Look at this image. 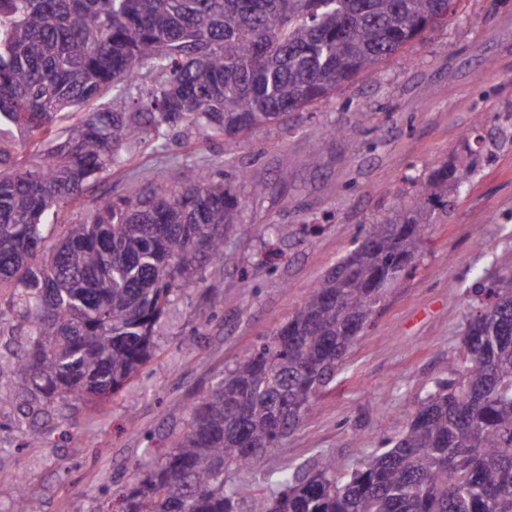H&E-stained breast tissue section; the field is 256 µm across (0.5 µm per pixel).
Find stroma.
I'll list each match as a JSON object with an SVG mask.
<instances>
[{"mask_svg":"<svg viewBox=\"0 0 512 512\" xmlns=\"http://www.w3.org/2000/svg\"><path fill=\"white\" fill-rule=\"evenodd\" d=\"M332 125L340 135L327 136ZM469 150L478 155L473 176L451 207L436 209L423 253L386 291L314 410L255 469L230 474L247 494L323 454L349 474L397 436L427 390L447 379L478 288L512 271V0H458L376 73L292 113L287 126L224 140L185 129L162 149L125 145L130 164L102 174L96 193L131 195L156 171L179 177L187 162L244 170L270 189L241 191L243 232L225 239L223 263L168 305L149 362L102 408L32 422L13 369L25 330L0 332V512H13L23 478L42 512H102L169 451L214 379L273 336L369 225L408 198L410 178ZM271 224L287 225L288 239L268 236ZM205 303L213 316L201 326L193 311Z\"/></svg>","mask_w":512,"mask_h":512,"instance_id":"1","label":"stroma"}]
</instances>
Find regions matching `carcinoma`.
<instances>
[{
  "label": "carcinoma",
  "instance_id": "carcinoma-1",
  "mask_svg": "<svg viewBox=\"0 0 512 512\" xmlns=\"http://www.w3.org/2000/svg\"><path fill=\"white\" fill-rule=\"evenodd\" d=\"M446 18L448 0H0V327H28L14 368L29 413L121 392L149 360L171 297L224 261L237 193L267 190L244 171L193 169L180 185L158 171L145 193L100 195L62 220L122 164L123 146L162 147L182 126L213 139L277 123ZM120 84L128 105L100 107ZM473 166L467 155L412 181L409 200L211 384L172 450L102 512H512V273L478 290L450 378L349 475L323 456L266 492L244 497L227 483L301 426ZM15 512H40L25 482Z\"/></svg>",
  "mask_w": 512,
  "mask_h": 512
}]
</instances>
